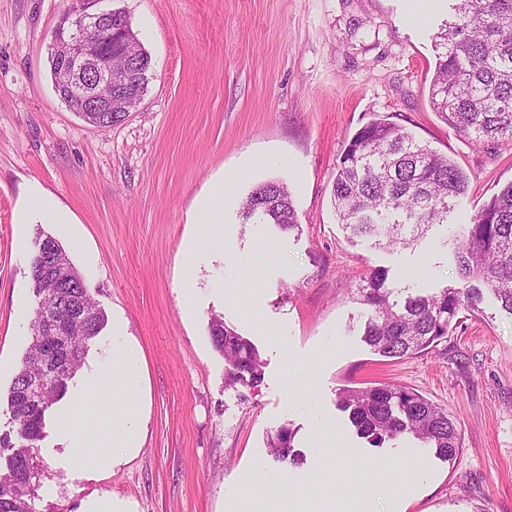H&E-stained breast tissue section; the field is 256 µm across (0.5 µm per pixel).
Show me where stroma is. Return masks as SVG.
I'll use <instances>...</instances> for the list:
<instances>
[{
    "label": "stroma",
    "instance_id": "35a3bbf8",
    "mask_svg": "<svg viewBox=\"0 0 512 512\" xmlns=\"http://www.w3.org/2000/svg\"><path fill=\"white\" fill-rule=\"evenodd\" d=\"M72 0H0V434L15 433L9 387L30 342L32 189L72 215L43 229L65 247L106 314L80 373L126 372L138 354L144 430L134 456L99 475L68 457L65 427L120 429L112 399L65 393L36 450L35 512H84L112 496L130 512H512V315L492 296L447 342L386 361L360 336L349 284L385 267L412 288L455 280L433 229L416 249L350 242L332 206L336 164L373 115H389L468 173V222L512 183V142L472 147L434 112V35L450 14L410 21L406 0H102L151 57L147 91L102 130L57 95L52 31ZM241 170L223 224L197 221L226 172ZM286 183L300 226L245 222L258 184ZM259 351L254 388L225 385L212 317ZM389 383L448 410L453 463L411 436L371 446L337 407L340 389ZM316 398L322 415L305 410ZM304 456L276 459L284 424ZM395 473L378 485L375 465Z\"/></svg>",
    "mask_w": 512,
    "mask_h": 512
}]
</instances>
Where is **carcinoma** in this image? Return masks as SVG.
<instances>
[{"instance_id": "carcinoma-1", "label": "carcinoma", "mask_w": 512, "mask_h": 512, "mask_svg": "<svg viewBox=\"0 0 512 512\" xmlns=\"http://www.w3.org/2000/svg\"><path fill=\"white\" fill-rule=\"evenodd\" d=\"M454 2L453 18L435 35L432 107L474 145L512 141V0ZM113 16V23L121 25L120 38L138 41L127 16L121 11ZM150 69L151 57L144 50L131 63L137 77L128 90L137 98L146 91ZM468 183L467 174L453 159L386 116L359 128L339 158L332 195L339 224L351 237L368 239L382 249H407L419 246L432 228L444 227L449 232L443 245L450 248L459 268V281L425 294H404L386 268H374L363 276L353 290L364 309L361 338L379 356L410 358L438 346L456 328L460 313L479 311L486 291L512 315V183L469 223L458 225L453 217ZM243 214L281 231L298 228L291 193L278 181L257 186ZM35 243L31 340L7 396L22 444L17 446L11 435L0 434V461H5V472H0V512H34L32 480L39 469L34 448L44 436L47 412L65 393L89 342L105 322L85 276L64 247L40 229ZM80 297L87 314L84 323L70 332V356L60 367L49 364V341L40 336L45 315L53 309L65 311ZM210 337L230 365L226 385L258 386L263 361L257 348L221 318L212 320ZM43 369L49 375L45 393L37 401L23 400L26 376ZM339 406L349 412L357 434L374 447L409 433L444 461L455 459L461 448L460 432L448 411L412 388H344ZM294 438L290 426L279 428L269 439L272 453L283 461L302 460Z\"/></svg>"}]
</instances>
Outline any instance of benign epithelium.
Returning a JSON list of instances; mask_svg holds the SVG:
<instances>
[{
    "label": "benign epithelium",
    "mask_w": 512,
    "mask_h": 512,
    "mask_svg": "<svg viewBox=\"0 0 512 512\" xmlns=\"http://www.w3.org/2000/svg\"><path fill=\"white\" fill-rule=\"evenodd\" d=\"M100 0H74L56 25L50 46L56 65L70 72L74 81L60 89L79 112H131L122 104L126 92L112 88V44H96L94 37L112 27V11H89Z\"/></svg>",
    "instance_id": "7a95c632"
}]
</instances>
